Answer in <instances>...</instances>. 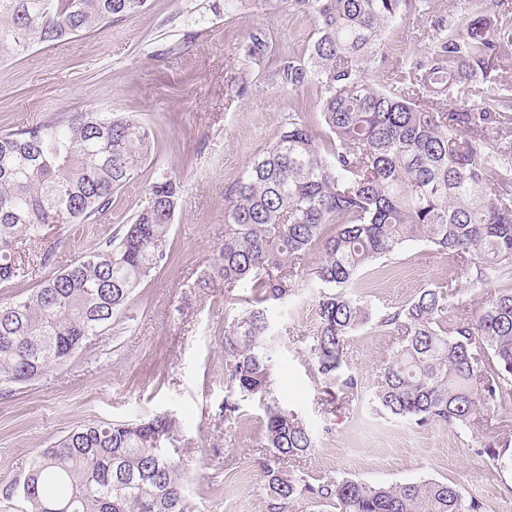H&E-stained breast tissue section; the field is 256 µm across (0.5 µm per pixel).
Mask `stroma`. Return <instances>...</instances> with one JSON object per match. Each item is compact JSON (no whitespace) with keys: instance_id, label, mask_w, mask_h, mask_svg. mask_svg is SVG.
<instances>
[{"instance_id":"35a3bbf8","label":"stroma","mask_w":512,"mask_h":512,"mask_svg":"<svg viewBox=\"0 0 512 512\" xmlns=\"http://www.w3.org/2000/svg\"><path fill=\"white\" fill-rule=\"evenodd\" d=\"M474 0H427L423 13L401 15L384 36L386 62L368 74L389 84L403 59L420 56L435 25L460 21ZM312 16L288 0H148L142 11L101 32L0 57V131L40 124L67 112L113 110L134 115L155 135L147 162L112 198L109 217L76 224L50 268L0 285V305L30 294L44 277L96 248L130 223L158 172L177 177L182 200L165 249L167 262L132 294L116 320L66 362L39 378L0 388V472L25 473L36 454L84 422L124 423L173 415L187 441L182 451L191 512H268L261 463L267 405L296 413L315 446L285 461L310 482L349 477L370 484L436 479L458 484L487 512H512V470L475 454V440L496 430L443 425L419 428L369 407L380 368L397 336L368 324L350 336L344 360L363 384L359 400L333 404L307 347L317 327L319 288L307 260L287 303L271 317L281 338L266 400L242 397L239 420H224V323L255 291L199 286L224 240L226 188L281 134L296 93L248 59L252 35L280 52L303 56ZM455 261L423 242L406 245L365 271L360 293L374 313L394 310L421 289L455 275Z\"/></svg>"}]
</instances>
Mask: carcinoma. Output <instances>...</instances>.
<instances>
[{"instance_id":"obj_1","label":"carcinoma","mask_w":512,"mask_h":512,"mask_svg":"<svg viewBox=\"0 0 512 512\" xmlns=\"http://www.w3.org/2000/svg\"><path fill=\"white\" fill-rule=\"evenodd\" d=\"M417 0H293L317 25L301 58L272 53L260 35L247 56L267 62L283 88L320 87L309 130L308 100L288 128L225 193L224 242L204 283L250 286L255 296L224 327L225 375L232 391L266 400L277 353L272 306L288 301L299 269L318 254L322 291L310 353L341 399L359 395L344 369V347L371 322L401 337L379 371L371 404L419 427L469 428L512 401V85L497 80L512 60V22L475 12L436 26L429 50L405 63L386 89L366 80L385 61L389 25ZM146 0H0V52L22 56L103 31ZM155 153L148 127L123 112H70L0 133V284L28 275L24 243H45L39 265L55 260L53 236L93 224L113 194ZM182 198L160 174L144 204L104 245L44 279L33 293L0 305V382L22 384L70 358L126 314L132 293L168 259L163 243ZM425 241L459 262L455 281L501 282L488 307L464 316L444 286L422 289L394 311L373 315L354 294L363 271ZM484 451L512 467L508 426ZM264 462L269 512L302 496L335 512H484L455 483L434 479L370 484L330 478L317 485L280 467L315 447L297 414L266 409ZM168 414L127 423H84L39 453L0 490V512H189L180 448Z\"/></svg>"}]
</instances>
